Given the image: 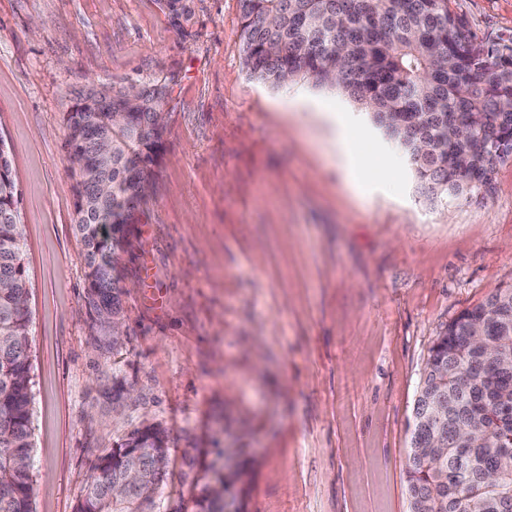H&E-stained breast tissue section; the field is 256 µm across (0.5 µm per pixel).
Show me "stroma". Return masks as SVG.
I'll use <instances>...</instances> for the list:
<instances>
[{"instance_id": "obj_1", "label": "stroma", "mask_w": 512, "mask_h": 512, "mask_svg": "<svg viewBox=\"0 0 512 512\" xmlns=\"http://www.w3.org/2000/svg\"><path fill=\"white\" fill-rule=\"evenodd\" d=\"M0 0V144L29 280L34 512H75L102 450L167 431L155 495L194 500L232 449L240 512H408L406 449L439 332L512 286V159L480 203L430 199L357 103L251 78L239 0ZM478 37L512 0H453ZM167 84L165 143L99 349L63 115L89 90ZM384 152L349 177L341 148ZM122 373L134 401L112 400Z\"/></svg>"}]
</instances>
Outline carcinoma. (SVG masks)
I'll return each mask as SVG.
<instances>
[{"label":"carcinoma","mask_w":512,"mask_h":512,"mask_svg":"<svg viewBox=\"0 0 512 512\" xmlns=\"http://www.w3.org/2000/svg\"><path fill=\"white\" fill-rule=\"evenodd\" d=\"M243 60L279 88L288 79L333 87L368 111L433 197L478 202L494 191L499 142L512 143V36L479 38L451 0H239ZM164 84L80 96L66 115L87 299L115 345L118 255L145 199L142 180L163 149L153 114ZM126 113L121 126L112 113ZM465 123L453 134L450 119ZM15 178L0 156V512H33L27 280ZM406 453L409 512H512V287L461 311L429 348ZM448 446L434 458L435 438ZM170 448L156 424L135 427L98 456L76 512H140L127 486L138 461L159 486ZM197 512H224L204 487Z\"/></svg>","instance_id":"carcinoma-1"}]
</instances>
